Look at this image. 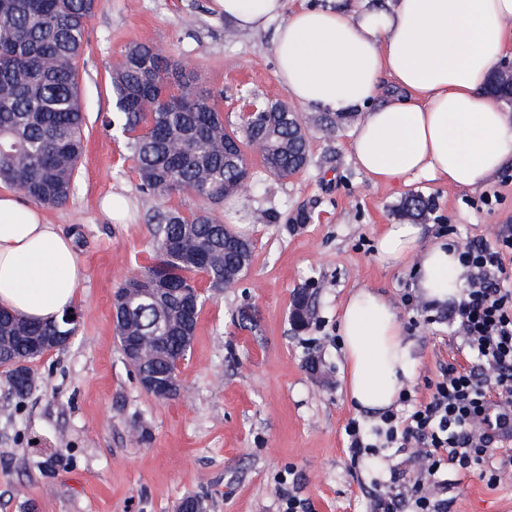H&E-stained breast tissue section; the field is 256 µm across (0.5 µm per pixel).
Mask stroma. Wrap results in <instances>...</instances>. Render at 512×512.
<instances>
[{
	"label": "stroma",
	"instance_id": "35a3bbf8",
	"mask_svg": "<svg viewBox=\"0 0 512 512\" xmlns=\"http://www.w3.org/2000/svg\"><path fill=\"white\" fill-rule=\"evenodd\" d=\"M211 0H97L85 21L89 48L78 61L87 113L85 155L65 205L45 208L48 223L71 241L85 271L69 344L32 361L36 387L18 398L0 372V512H177L189 497L206 512H281L286 480L308 512H373L372 493L395 496L417 467L409 450L376 447L353 464L345 428L357 421L375 443L380 417L350 402L338 322L358 288L386 296L412 343L409 389L426 399L442 366L465 360L447 305L432 314L405 307L415 289L412 267L376 257L383 225L401 223L413 194L434 209L420 221L421 244L494 240L512 225V163L483 186L461 189L417 178L407 185L369 181L353 158V123L336 135L317 125L320 110L292 103L276 76L274 28L235 32ZM149 41L220 90L227 130L239 129L251 105L289 102L308 122L310 161L276 178L252 161L249 195L220 209L225 224L254 244L240 281L220 292L204 277L206 301L193 345L178 366L185 399H157L140 387L122 357L112 321L121 282L155 261L150 217L158 210L196 212L187 192L144 193L128 138L105 129L113 108L111 67L135 42ZM121 193L124 223L100 208ZM308 288L312 321L290 324L294 294ZM256 323H239L241 308ZM447 512H512V473L488 485L478 471L439 474Z\"/></svg>",
	"mask_w": 512,
	"mask_h": 512
}]
</instances>
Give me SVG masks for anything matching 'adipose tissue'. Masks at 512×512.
I'll return each mask as SVG.
<instances>
[{"label": "adipose tissue", "instance_id": "1", "mask_svg": "<svg viewBox=\"0 0 512 512\" xmlns=\"http://www.w3.org/2000/svg\"><path fill=\"white\" fill-rule=\"evenodd\" d=\"M242 30L276 24L277 77L289 98L326 112L364 108L352 155L373 183L437 179L475 188L512 160V113L486 92L512 50V0H391L385 10L303 8L287 0H212ZM390 78L400 97L381 100ZM414 224H389L376 243L389 266H414L426 301L459 297L465 270L451 244L422 247ZM83 278L68 238L37 206L0 194V308L42 322L72 306ZM350 398L391 408L408 376L411 345L383 295L355 290L344 305Z\"/></svg>", "mask_w": 512, "mask_h": 512}]
</instances>
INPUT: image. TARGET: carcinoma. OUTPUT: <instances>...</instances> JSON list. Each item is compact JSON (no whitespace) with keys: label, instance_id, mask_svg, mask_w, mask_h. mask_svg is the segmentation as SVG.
<instances>
[{"label":"carcinoma","instance_id":"1","mask_svg":"<svg viewBox=\"0 0 512 512\" xmlns=\"http://www.w3.org/2000/svg\"><path fill=\"white\" fill-rule=\"evenodd\" d=\"M94 6L95 0H0V183L44 207L65 204L75 189L86 126L77 62L86 45L84 20ZM490 91L512 103V77L496 71ZM112 97L115 112L104 126L128 134L141 188L156 197L188 191L207 204L188 216L176 210L151 216L157 261L120 284L131 288L167 272L166 300H129L125 321L115 329L122 349L127 336L166 337L164 349L136 370L175 376L196 326L178 313L184 290L194 289L196 310L204 303L193 275L203 274L215 290L231 288L252 262L253 246L215 214L248 180L247 148L259 145L263 168L286 178L308 164V136L282 102L243 113L240 130L227 131L213 93L198 88L192 72L154 44L125 48L113 68ZM351 117L328 112L320 128L332 136ZM431 210V200L413 196L402 216L422 220ZM47 330L72 336L76 325L60 316L20 330L18 320L0 310V364L19 398L34 388L26 363L37 355L29 337Z\"/></svg>","mask_w":512,"mask_h":512}]
</instances>
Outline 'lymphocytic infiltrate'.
<instances>
[{
	"label": "lymphocytic infiltrate",
	"instance_id": "lymphocytic-infiltrate-1",
	"mask_svg": "<svg viewBox=\"0 0 512 512\" xmlns=\"http://www.w3.org/2000/svg\"><path fill=\"white\" fill-rule=\"evenodd\" d=\"M512 230H501L492 243L458 246L467 286L451 312L475 365L443 368L425 401L403 393L408 412L382 414L381 433L394 448H413L423 459L422 476L409 481L413 512H436L437 503L423 477L446 465L478 466L497 438L512 437V271L505 249Z\"/></svg>",
	"mask_w": 512,
	"mask_h": 512
}]
</instances>
